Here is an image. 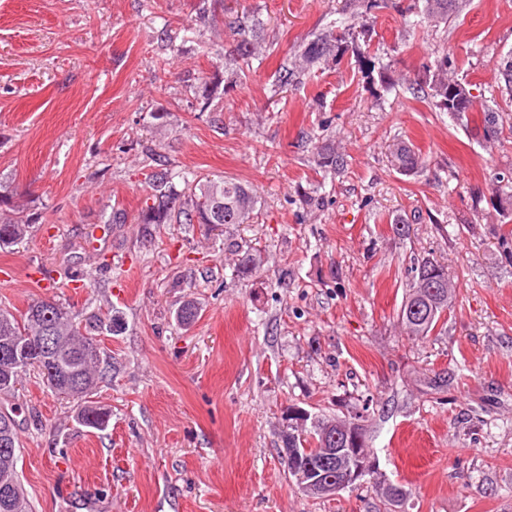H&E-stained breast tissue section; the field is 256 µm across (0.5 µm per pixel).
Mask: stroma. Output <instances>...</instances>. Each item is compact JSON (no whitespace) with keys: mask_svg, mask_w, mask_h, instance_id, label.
<instances>
[{"mask_svg":"<svg viewBox=\"0 0 512 512\" xmlns=\"http://www.w3.org/2000/svg\"><path fill=\"white\" fill-rule=\"evenodd\" d=\"M342 5L223 0L204 17L199 0H0V184L43 206L27 241L0 249V307L47 299L125 321L100 337L106 428L80 425L34 370L11 399L33 512H384L369 479L325 499L293 484L291 405L360 418L379 471L409 491L396 512H512V264L499 246L512 214L491 204L512 138L485 147L409 89L444 49L512 118L497 71L512 0H471L447 28L410 34L394 10L366 16L364 56L272 96L281 59ZM244 7L264 22L262 56L191 111L189 86L224 74V9ZM322 136L347 156L340 175L315 166ZM399 138L428 164L418 179L390 167ZM155 151L249 184L253 221L137 224ZM316 185L322 201L305 203ZM240 248L263 258L244 277ZM422 257L457 290L441 331L415 338L397 314ZM190 298L200 313L182 327Z\"/></svg>","mask_w":512,"mask_h":512,"instance_id":"obj_1","label":"stroma"}]
</instances>
